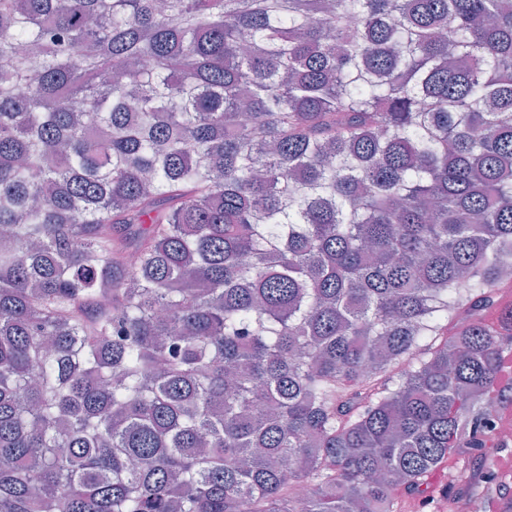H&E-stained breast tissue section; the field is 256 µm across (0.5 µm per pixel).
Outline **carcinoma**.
Instances as JSON below:
<instances>
[{
  "label": "carcinoma",
  "mask_w": 512,
  "mask_h": 512,
  "mask_svg": "<svg viewBox=\"0 0 512 512\" xmlns=\"http://www.w3.org/2000/svg\"><path fill=\"white\" fill-rule=\"evenodd\" d=\"M509 269L512 0H0V512H394Z\"/></svg>",
  "instance_id": "1"
}]
</instances>
